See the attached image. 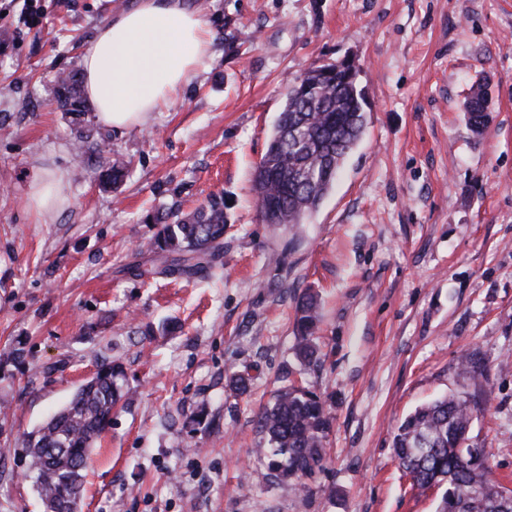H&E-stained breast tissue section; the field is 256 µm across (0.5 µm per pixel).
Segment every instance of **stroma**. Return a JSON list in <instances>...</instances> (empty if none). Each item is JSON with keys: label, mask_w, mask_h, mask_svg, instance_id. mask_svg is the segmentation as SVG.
<instances>
[{"label": "stroma", "mask_w": 512, "mask_h": 512, "mask_svg": "<svg viewBox=\"0 0 512 512\" xmlns=\"http://www.w3.org/2000/svg\"><path fill=\"white\" fill-rule=\"evenodd\" d=\"M135 2L0 0V512H42L23 435L105 362L124 397L81 512H437L443 488L413 489L392 441L419 406L469 390L458 363L474 350L489 376L473 442L512 488V0H200L212 53L147 125L60 110L58 76H81L99 23ZM342 59L365 132L304 224L263 223L252 173L287 87ZM485 75L478 135L465 102ZM116 160L115 190L101 173ZM36 174L67 182L45 224L25 205ZM212 198L227 230L210 278L130 273L158 216ZM308 290L311 364L295 354ZM292 382L331 423L300 490L251 478L260 412Z\"/></svg>", "instance_id": "35a3bbf8"}]
</instances>
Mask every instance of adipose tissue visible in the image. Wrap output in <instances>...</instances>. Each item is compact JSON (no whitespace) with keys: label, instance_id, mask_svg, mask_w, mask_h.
Here are the masks:
<instances>
[{"label":"adipose tissue","instance_id":"1","mask_svg":"<svg viewBox=\"0 0 512 512\" xmlns=\"http://www.w3.org/2000/svg\"><path fill=\"white\" fill-rule=\"evenodd\" d=\"M211 47L202 11L184 0H137L112 13L82 54L98 119L115 128L145 125L180 95Z\"/></svg>","mask_w":512,"mask_h":512}]
</instances>
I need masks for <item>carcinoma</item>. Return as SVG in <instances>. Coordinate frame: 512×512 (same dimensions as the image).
<instances>
[{
	"mask_svg": "<svg viewBox=\"0 0 512 512\" xmlns=\"http://www.w3.org/2000/svg\"><path fill=\"white\" fill-rule=\"evenodd\" d=\"M352 61L313 65L301 81L288 87L267 150L254 171L256 204L266 224L294 227L316 211L332 189L345 158L366 126V101L357 85ZM58 108L75 112L82 105L75 76L58 77ZM488 81L471 88L466 104L472 131L489 124ZM224 203L216 200L182 219L160 225L148 243L155 259L139 276H178L187 279L210 274L224 254ZM299 356L315 358L311 343L317 328V299L298 298ZM473 391L451 394L405 417L393 449L413 486L425 491L446 486L438 512H512V496L490 476V451L482 449L474 462L461 454L460 444L471 438L474 413L483 400L487 369L482 358L469 353L458 366ZM112 364L101 365L82 383L70 401L51 419L24 434L19 463L33 480L44 512H79L83 471L100 435L112 424L120 393ZM266 446L256 449L265 471L255 479L276 478L302 486V478L323 460V442L330 429L324 403L313 391L287 387L260 414Z\"/></svg>",
	"mask_w": 512,
	"mask_h": 512,
	"instance_id": "cac0c4a2",
	"label": "carcinoma"
}]
</instances>
